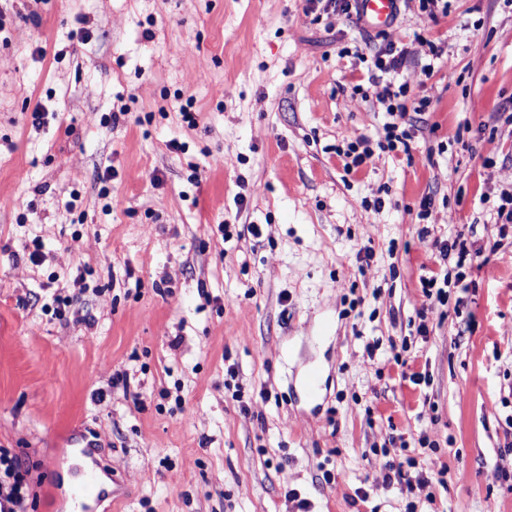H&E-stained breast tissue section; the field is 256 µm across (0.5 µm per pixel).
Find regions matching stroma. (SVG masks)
Instances as JSON below:
<instances>
[{
	"label": "stroma",
	"mask_w": 512,
	"mask_h": 512,
	"mask_svg": "<svg viewBox=\"0 0 512 512\" xmlns=\"http://www.w3.org/2000/svg\"><path fill=\"white\" fill-rule=\"evenodd\" d=\"M400 9L380 37L304 0H0V448L24 512H68L92 443L126 479L112 512H512V240L418 316L422 228L498 240L512 11ZM422 26L450 64L401 76L430 99L409 152L346 170L385 115L341 49ZM411 459L427 485L383 488Z\"/></svg>",
	"instance_id": "35a3bbf8"
}]
</instances>
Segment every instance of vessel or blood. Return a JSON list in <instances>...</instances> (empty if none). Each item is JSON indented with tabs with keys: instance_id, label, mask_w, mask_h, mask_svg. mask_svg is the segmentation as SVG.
Listing matches in <instances>:
<instances>
[{
	"instance_id": "obj_1",
	"label": "vessel or blood",
	"mask_w": 512,
	"mask_h": 512,
	"mask_svg": "<svg viewBox=\"0 0 512 512\" xmlns=\"http://www.w3.org/2000/svg\"><path fill=\"white\" fill-rule=\"evenodd\" d=\"M398 0H359V11L365 27L383 29L391 25ZM86 463L82 479L71 497L70 512H98L106 499L120 500L126 489L121 472L95 459L92 449L80 451Z\"/></svg>"
}]
</instances>
